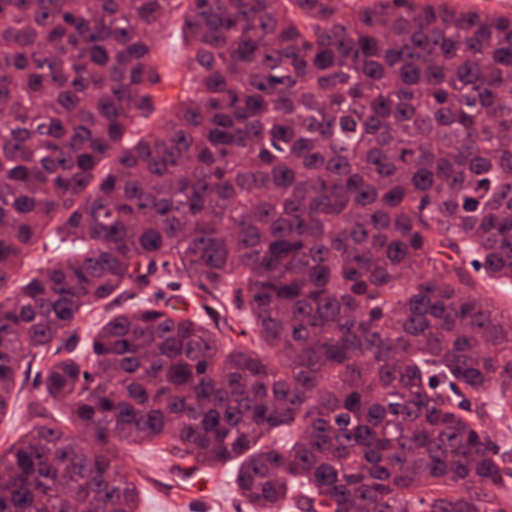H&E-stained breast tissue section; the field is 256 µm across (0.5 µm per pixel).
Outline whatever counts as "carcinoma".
<instances>
[{
    "label": "carcinoma",
    "mask_w": 512,
    "mask_h": 512,
    "mask_svg": "<svg viewBox=\"0 0 512 512\" xmlns=\"http://www.w3.org/2000/svg\"><path fill=\"white\" fill-rule=\"evenodd\" d=\"M0 109V416L34 362L64 414L0 453V512H137L145 441L254 512H512L511 14L0 0ZM160 267L255 336L116 311ZM488 424L492 439L491 448H499L501 452L508 450L512 453V413L507 418L491 416Z\"/></svg>",
    "instance_id": "cac0c4a2"
}]
</instances>
